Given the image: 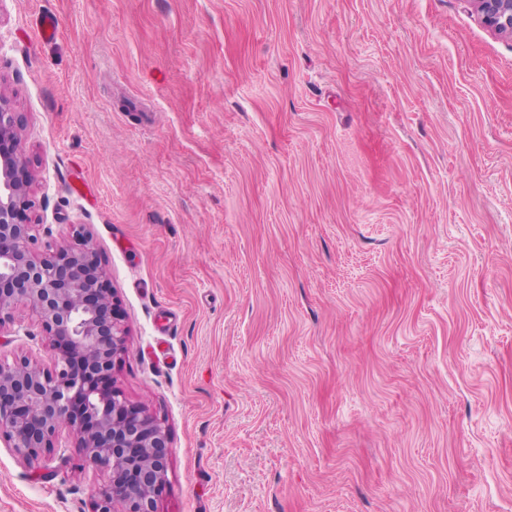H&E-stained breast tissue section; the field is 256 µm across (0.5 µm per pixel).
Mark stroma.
Segmentation results:
<instances>
[{
    "label": "stroma",
    "instance_id": "obj_1",
    "mask_svg": "<svg viewBox=\"0 0 512 512\" xmlns=\"http://www.w3.org/2000/svg\"><path fill=\"white\" fill-rule=\"evenodd\" d=\"M0 95L168 430L158 512H512V37L467 0H0ZM105 481L0 439V512Z\"/></svg>",
    "mask_w": 512,
    "mask_h": 512
}]
</instances>
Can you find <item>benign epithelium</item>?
<instances>
[{
    "label": "benign epithelium",
    "mask_w": 512,
    "mask_h": 512,
    "mask_svg": "<svg viewBox=\"0 0 512 512\" xmlns=\"http://www.w3.org/2000/svg\"><path fill=\"white\" fill-rule=\"evenodd\" d=\"M481 21L512 37V0H470ZM21 113L0 97V327L19 304L38 317L56 349L52 368L26 357L0 361V437L29 464L55 448L63 429L109 480L92 512H157L168 486L169 437L162 420L110 385L127 330L90 240L38 255L29 212V160Z\"/></svg>",
    "instance_id": "1"
}]
</instances>
